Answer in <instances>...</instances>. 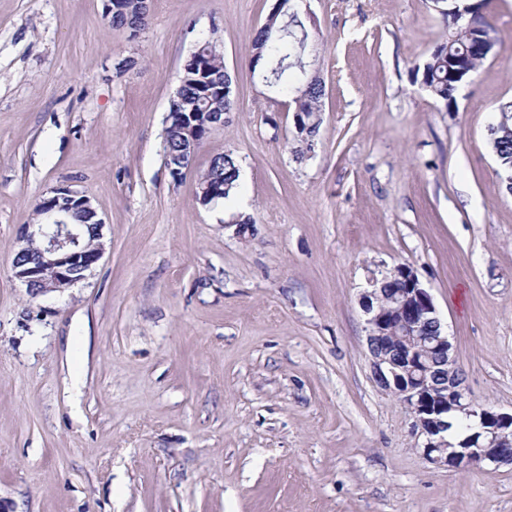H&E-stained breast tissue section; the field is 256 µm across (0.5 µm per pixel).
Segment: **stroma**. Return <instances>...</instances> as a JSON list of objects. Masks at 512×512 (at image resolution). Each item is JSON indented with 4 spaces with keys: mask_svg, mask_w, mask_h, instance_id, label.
<instances>
[{
    "mask_svg": "<svg viewBox=\"0 0 512 512\" xmlns=\"http://www.w3.org/2000/svg\"><path fill=\"white\" fill-rule=\"evenodd\" d=\"M275 0H0V507L5 512H512V468H438L373 380L360 296L406 264L471 397L512 410V193L489 144L512 100V0L454 110L413 80L432 0H306L324 83L304 160L249 65ZM205 43L235 108L182 177L163 133ZM242 179L199 203L211 158ZM91 198L106 252L32 297L11 272L36 203ZM252 218L249 230L240 219ZM113 4H117L121 0H104L105 15L112 16L110 22L115 27L126 28L130 32V36H136L137 33L146 25L149 14L140 11V1L124 0L118 3L119 8L115 11ZM113 11V12H112Z\"/></svg>",
    "mask_w": 512,
    "mask_h": 512,
    "instance_id": "35a3bbf8",
    "label": "stroma"
}]
</instances>
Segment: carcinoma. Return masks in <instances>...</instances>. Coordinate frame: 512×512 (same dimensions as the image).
<instances>
[{
  "label": "carcinoma",
  "mask_w": 512,
  "mask_h": 512,
  "mask_svg": "<svg viewBox=\"0 0 512 512\" xmlns=\"http://www.w3.org/2000/svg\"><path fill=\"white\" fill-rule=\"evenodd\" d=\"M301 0H288L285 5L273 6L263 28L252 45V65L265 76L264 83L288 95L302 92L305 101L301 111L302 128L296 135V158L302 159L314 149L322 124L323 89L309 76L310 62L307 54L313 50L309 32H301L297 21L301 20ZM291 22H286V17ZM148 15L140 11L138 0H122L119 9L112 12L110 22L115 27L129 30L131 36L146 25ZM493 29L485 14L468 15L461 22H448V34L436 45L425 60L413 69L414 77L420 78L421 87L435 100L446 106L455 101L454 94L463 85L474 81L479 67L488 58L475 48L477 38H492ZM204 61L209 86L195 80L182 81L175 93L180 109L206 112H231L234 101L230 95L220 93L222 87L232 86V77L224 66L223 57L208 43L199 47ZM500 121L489 133L492 152L500 170L512 168V100L504 101L496 108ZM240 178V167L231 153L213 159L212 166L199 178L198 191L212 195L215 200H226L235 192Z\"/></svg>",
  "instance_id": "1"
}]
</instances>
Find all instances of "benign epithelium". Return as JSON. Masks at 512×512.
<instances>
[{
  "instance_id": "obj_1",
  "label": "benign epithelium",
  "mask_w": 512,
  "mask_h": 512,
  "mask_svg": "<svg viewBox=\"0 0 512 512\" xmlns=\"http://www.w3.org/2000/svg\"><path fill=\"white\" fill-rule=\"evenodd\" d=\"M167 121L188 133L185 150L192 154L200 145L195 137L200 128L224 124L214 120L211 112H183L175 107ZM39 205L44 223L25 227L11 263L13 277L33 297L84 280L105 253L103 221L90 197L60 186ZM72 212L90 220L94 243L88 248L79 245L78 235L66 219ZM394 273L400 277V288L390 296L392 306L374 305L386 293V276L372 280L371 290L362 296L374 381L407 409L415 434L423 438V455L429 463L458 470L512 466V412H500L469 398L464 374L431 295L411 267L400 265ZM395 332L403 343L398 354L379 345V337ZM422 350L431 352L443 370L419 363L417 354Z\"/></svg>"
}]
</instances>
